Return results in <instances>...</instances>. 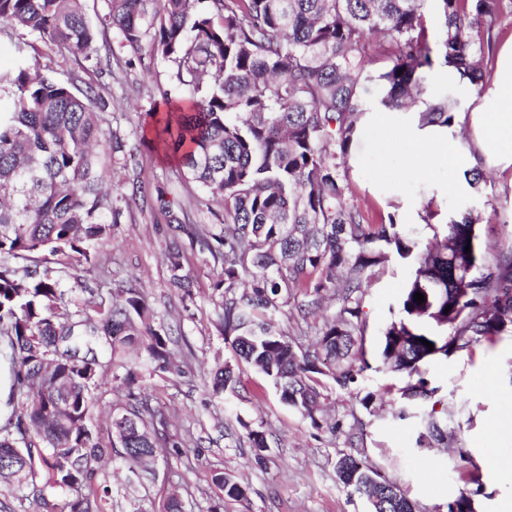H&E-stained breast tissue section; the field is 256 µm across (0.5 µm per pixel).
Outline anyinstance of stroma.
I'll use <instances>...</instances> for the list:
<instances>
[{"instance_id": "35a3bbf8", "label": "stroma", "mask_w": 512, "mask_h": 512, "mask_svg": "<svg viewBox=\"0 0 512 512\" xmlns=\"http://www.w3.org/2000/svg\"><path fill=\"white\" fill-rule=\"evenodd\" d=\"M97 46L111 48L112 56L62 62L40 45L27 51L40 64L52 65L75 92L90 91L105 101L102 126L107 142L116 145L102 155L117 189L113 224L92 246L97 261L78 266L66 279L68 305L82 304L93 292L108 298L123 288L143 291L157 323L172 329L180 362L176 374L142 369L143 393L164 412L172 438L185 442L162 451L152 479L144 482L113 458L96 476L112 490L106 512H166L172 496L182 501L184 512H369L367 502L336 476L337 459L349 453L396 484L414 512H448L449 502L471 489L477 492L476 512H499L501 503L512 502V481L482 465L490 445L512 448V336L428 365L430 384L437 389L432 408L448 413V447L419 445L422 420L432 408L416 407L399 419L404 380L380 370L377 357L381 332L397 315L413 271L412 260L389 253L363 291L368 368L359 385L348 389L325 381L328 423L313 426L281 401L268 377L225 343L217 327L224 300L214 287L219 265L191 246L188 233L173 235L155 204L164 196L185 209L193 224L215 223L224 213L220 203L182 178L177 157L157 137L154 113L163 107L162 92L170 91L175 101L184 97L173 81V63L147 44L137 54L122 48L113 29H98ZM363 159L362 172H349L348 179L355 205L372 224L392 208L370 194L365 181L373 174L392 179L396 171L385 164L381 150H366ZM483 174L479 190L444 200L440 211L445 216L478 211L481 245L489 256L512 241V172L487 167ZM174 238L184 248L185 269L194 281L188 296L169 282L163 253ZM225 365L234 368L238 382L216 397L205 380ZM250 428L267 438L263 456H256L246 437ZM215 471L242 483L245 499L225 500L210 482ZM68 501V494L56 492L47 494L45 503L35 502L31 486L23 484L0 492V512H67Z\"/></svg>"}]
</instances>
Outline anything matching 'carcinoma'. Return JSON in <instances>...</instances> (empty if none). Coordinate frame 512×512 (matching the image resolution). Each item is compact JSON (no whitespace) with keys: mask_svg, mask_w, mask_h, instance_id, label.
Returning a JSON list of instances; mask_svg holds the SVG:
<instances>
[{"mask_svg":"<svg viewBox=\"0 0 512 512\" xmlns=\"http://www.w3.org/2000/svg\"><path fill=\"white\" fill-rule=\"evenodd\" d=\"M502 15L504 0H105L102 23L134 53L150 36L186 91L189 107L170 108L158 122L184 175L224 206L223 222L191 231L221 266L214 287L224 289V339L314 426L321 378L345 389L368 368L362 291L388 249L415 256L400 316L379 346L384 369L408 378L399 418L437 393L424 366L512 336L511 245L487 258L480 217L466 212L417 252L394 216L363 223L345 170L357 120L372 107L405 111L426 94L431 103L421 119L452 122L460 102L429 83L430 71L449 64L487 86L484 47ZM4 23L18 41L13 66L0 70V259L40 251L89 263L113 215V187L95 154L106 140L96 97L30 62L22 39L31 35L64 60L90 61L98 56L96 31L83 0H0ZM374 37L384 62L376 72L368 69ZM157 202L175 232L166 253L170 284L189 293L193 280L176 235L187 214ZM330 292L342 302L339 313L312 346L294 349L288 336ZM285 307L282 326L277 314ZM0 335L21 405L0 428V460L11 463L0 484L24 473L40 483L36 493L70 492L68 512H102L111 489L95 482L96 466L115 447L129 470L143 474L154 472L160 449L181 447L160 433L163 420L135 391L137 361L126 358L137 350L155 370L180 372L171 332L155 325L139 289H126L120 301L92 294L71 312L60 279L0 262ZM108 371L125 401L109 412L104 439L91 418ZM235 384L227 365L210 378L215 396ZM425 441L448 443L447 424L433 411L418 436ZM336 471L367 498L369 483L381 482L383 502H370L371 512H413L397 487L354 455L340 457ZM211 483L228 500L246 496L221 472Z\"/></svg>","mask_w":512,"mask_h":512,"instance_id":"obj_1","label":"carcinoma"}]
</instances>
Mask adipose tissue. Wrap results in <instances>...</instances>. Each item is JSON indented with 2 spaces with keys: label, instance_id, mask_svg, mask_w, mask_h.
<instances>
[{
  "label": "adipose tissue",
  "instance_id": "1",
  "mask_svg": "<svg viewBox=\"0 0 512 512\" xmlns=\"http://www.w3.org/2000/svg\"><path fill=\"white\" fill-rule=\"evenodd\" d=\"M433 82L445 84L457 93L473 95L477 106L469 115L452 123L424 125L419 112H367L356 125V144L350 165H357L364 150L388 143L397 155L404 177L415 181L425 200L440 201L469 189L462 173L474 166L476 158L506 170L512 168V151L502 149L512 142V38L499 49L491 84L477 91L468 78L450 66L435 68ZM449 172L447 183L432 180L437 169Z\"/></svg>",
  "mask_w": 512,
  "mask_h": 512
}]
</instances>
